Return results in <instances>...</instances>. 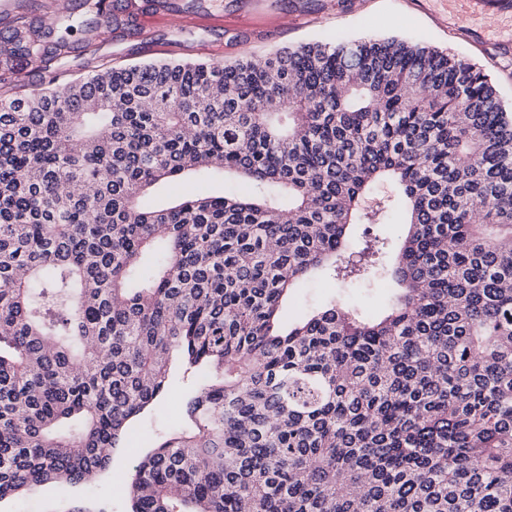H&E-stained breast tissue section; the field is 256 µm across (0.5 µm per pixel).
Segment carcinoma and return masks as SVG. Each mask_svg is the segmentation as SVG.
Returning a JSON list of instances; mask_svg holds the SVG:
<instances>
[{"label": "carcinoma", "instance_id": "carcinoma-1", "mask_svg": "<svg viewBox=\"0 0 512 512\" xmlns=\"http://www.w3.org/2000/svg\"><path fill=\"white\" fill-rule=\"evenodd\" d=\"M12 27L89 47L110 0ZM244 183L161 207L183 175ZM403 208L395 264L357 224ZM403 287L284 325L309 271ZM193 370L131 512H512V115L484 69L396 38L107 68L0 98V500L79 485Z\"/></svg>", "mask_w": 512, "mask_h": 512}]
</instances>
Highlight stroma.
<instances>
[{
    "label": "stroma",
    "mask_w": 512,
    "mask_h": 512,
    "mask_svg": "<svg viewBox=\"0 0 512 512\" xmlns=\"http://www.w3.org/2000/svg\"><path fill=\"white\" fill-rule=\"evenodd\" d=\"M80 0H0V33L33 17L53 21L75 11ZM134 19L117 21L111 39L45 67L24 64L0 81V95L29 94L49 81L64 83L89 73L150 61L261 59L271 51L327 39L336 33L367 34L429 45L482 65L506 110H512V20L489 27L484 15H471L454 0H136ZM210 12L220 24L177 27L172 16ZM356 300L370 313L387 304L385 290L369 283L337 286L325 276L302 282L285 305V316L299 318L336 299ZM193 376L177 379L172 389L126 428L122 444L97 481L81 486L47 484L0 501V512H128L126 485L137 456L166 438L183 417V395Z\"/></svg>",
    "instance_id": "obj_1"
}]
</instances>
